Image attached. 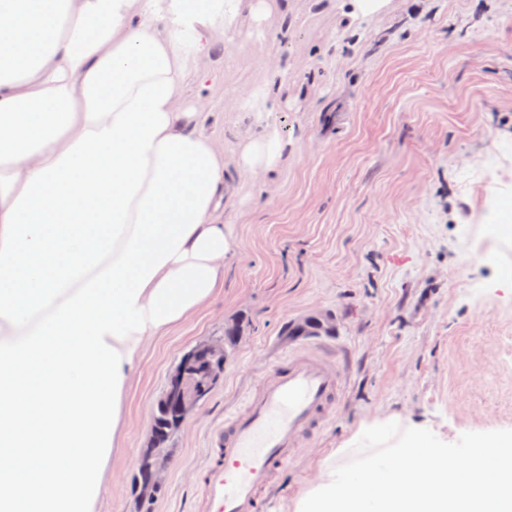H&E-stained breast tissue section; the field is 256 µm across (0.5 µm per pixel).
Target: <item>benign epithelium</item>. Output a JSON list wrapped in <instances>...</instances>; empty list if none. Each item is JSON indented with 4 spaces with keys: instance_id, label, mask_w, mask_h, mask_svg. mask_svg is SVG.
Returning a JSON list of instances; mask_svg holds the SVG:
<instances>
[{
    "instance_id": "1",
    "label": "benign epithelium",
    "mask_w": 512,
    "mask_h": 512,
    "mask_svg": "<svg viewBox=\"0 0 512 512\" xmlns=\"http://www.w3.org/2000/svg\"><path fill=\"white\" fill-rule=\"evenodd\" d=\"M314 328L330 330L333 325L331 319L319 315L302 318L295 326V330L302 333ZM237 340V336L208 339L184 353L181 364L169 377L167 407L176 419L184 422L197 411L224 375L231 343ZM166 473L162 462L148 467L145 471V490L152 492L159 489L165 481Z\"/></svg>"
}]
</instances>
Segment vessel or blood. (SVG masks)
<instances>
[{"mask_svg":"<svg viewBox=\"0 0 512 512\" xmlns=\"http://www.w3.org/2000/svg\"><path fill=\"white\" fill-rule=\"evenodd\" d=\"M342 390L340 366L316 351L271 366L246 410L215 430L195 489L198 512H265L263 490L302 438L330 418Z\"/></svg>","mask_w":512,"mask_h":512,"instance_id":"obj_1","label":"vessel or blood"}]
</instances>
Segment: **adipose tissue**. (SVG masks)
Instances as JSON below:
<instances>
[{"mask_svg": "<svg viewBox=\"0 0 512 512\" xmlns=\"http://www.w3.org/2000/svg\"><path fill=\"white\" fill-rule=\"evenodd\" d=\"M0 9V512H99L148 340L224 286V151L178 90L265 0ZM273 127L237 167L274 172Z\"/></svg>", "mask_w": 512, "mask_h": 512, "instance_id": "ef3b65f1", "label": "adipose tissue"}]
</instances>
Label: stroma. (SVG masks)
<instances>
[{"instance_id":"1","label":"stroma","mask_w":512,"mask_h":512,"mask_svg":"<svg viewBox=\"0 0 512 512\" xmlns=\"http://www.w3.org/2000/svg\"><path fill=\"white\" fill-rule=\"evenodd\" d=\"M272 3L261 22L220 33L199 62L205 81L179 91L200 105L239 188L224 202L235 252L206 308L147 344L102 512H143L135 476L153 409L183 353L233 321L241 341L170 442L152 512H197L211 432L244 410L273 362L307 346L339 354L343 394L275 475L269 512L365 419L422 420L452 442L512 429V240L486 230L493 202L512 204V0H390L355 24L341 0ZM254 89L271 93L267 112L245 101ZM267 125L288 154L254 179L236 151ZM497 151L503 164L485 172ZM318 313L334 317L333 332L289 335Z\"/></svg>"}]
</instances>
